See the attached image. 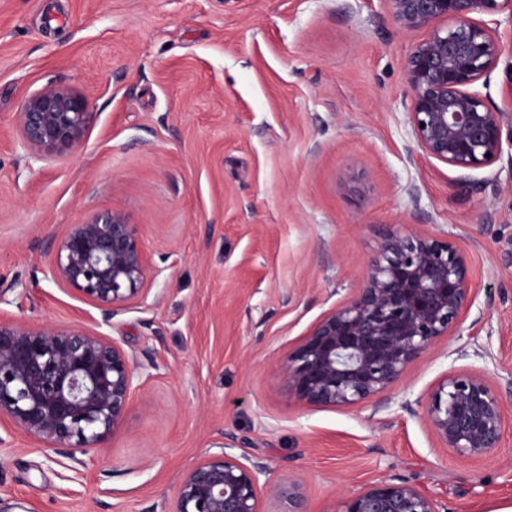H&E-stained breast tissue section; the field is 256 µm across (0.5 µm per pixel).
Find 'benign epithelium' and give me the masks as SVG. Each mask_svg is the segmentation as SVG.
<instances>
[{
    "label": "benign epithelium",
    "mask_w": 512,
    "mask_h": 512,
    "mask_svg": "<svg viewBox=\"0 0 512 512\" xmlns=\"http://www.w3.org/2000/svg\"><path fill=\"white\" fill-rule=\"evenodd\" d=\"M396 26L423 37L404 61L405 102L417 146L430 159L471 173L512 163V113L494 105L490 75L505 51L499 28L512 0H383ZM85 100L62 87L28 96L18 115L22 144L36 160L80 145ZM45 278L100 310L104 324L147 302L161 269L139 228L120 210L89 216L50 241ZM474 300L466 254L446 237L401 226L381 234L362 285L324 312L284 358L280 379L309 406L345 408L382 397L407 369L460 327ZM141 374L122 346L82 326L0 321V424L56 453L97 448L122 426ZM505 401L480 372H451L428 396L426 418L457 454L482 457L502 447ZM185 472L168 512H260L262 497L301 505L300 485L271 481L261 463L230 449ZM341 512H439L406 482H382L346 496Z\"/></svg>",
    "instance_id": "1"
}]
</instances>
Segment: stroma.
<instances>
[{
  "mask_svg": "<svg viewBox=\"0 0 512 512\" xmlns=\"http://www.w3.org/2000/svg\"><path fill=\"white\" fill-rule=\"evenodd\" d=\"M420 38L383 0H0V318L95 327L99 311L42 265L101 211L141 225L163 269L159 303L103 329L147 377L120 431L58 454L0 427V512H167L227 440L299 483L303 512L401 480L440 512L512 504V166L474 171L462 194L417 147L404 60ZM49 86L84 98L89 126L38 161L18 113ZM392 224L464 250L473 305L389 406H301L279 365L359 287ZM462 369L506 400L485 458L444 447L418 403Z\"/></svg>",
  "mask_w": 512,
  "mask_h": 512,
  "instance_id": "35a3bbf8",
  "label": "stroma"
}]
</instances>
